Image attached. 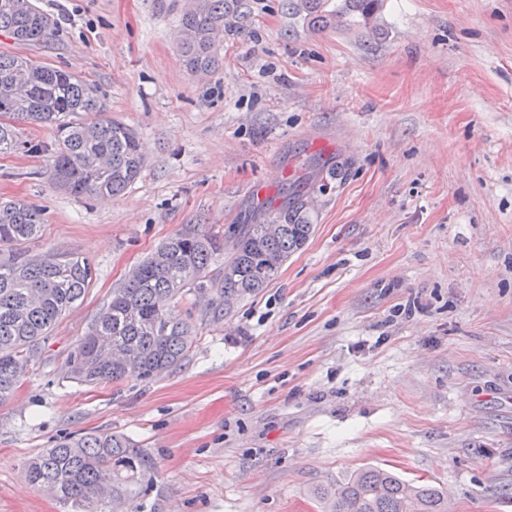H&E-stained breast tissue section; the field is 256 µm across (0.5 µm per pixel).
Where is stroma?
Listing matches in <instances>:
<instances>
[{"mask_svg": "<svg viewBox=\"0 0 512 512\" xmlns=\"http://www.w3.org/2000/svg\"><path fill=\"white\" fill-rule=\"evenodd\" d=\"M34 2L55 35L0 33V52L97 87L145 165L123 195L77 199L46 155L0 156V202L43 213L30 254L98 270L0 400V512H61L25 462L97 432L156 463L134 512H321L314 490L364 467L512 512V0H381L370 27L324 31L244 0L207 74L176 48L185 0ZM301 180L313 234L229 311L177 302L180 368L69 378L113 289L181 225L227 232Z\"/></svg>", "mask_w": 512, "mask_h": 512, "instance_id": "stroma-1", "label": "stroma"}]
</instances>
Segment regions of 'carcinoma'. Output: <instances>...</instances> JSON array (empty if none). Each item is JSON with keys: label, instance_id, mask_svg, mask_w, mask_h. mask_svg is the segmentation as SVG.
Wrapping results in <instances>:
<instances>
[{"label": "carcinoma", "instance_id": "cac0c4a2", "mask_svg": "<svg viewBox=\"0 0 512 512\" xmlns=\"http://www.w3.org/2000/svg\"><path fill=\"white\" fill-rule=\"evenodd\" d=\"M241 0H193L180 21L177 45L193 73L219 62L224 28ZM379 0H288L292 14L317 30L367 25ZM0 31L23 44L51 38L55 29L32 0H0ZM95 90L75 74L28 57L0 54V155L21 149L50 155L52 181L76 198H114L143 167L136 133L104 116ZM20 123L55 127L49 145L22 139ZM310 188L300 182L269 220L233 224L228 236L184 224L136 266L90 331L68 357L81 383L148 381L182 365L194 343L193 325L175 300L213 292L211 310L259 292L301 249L314 225L305 221ZM42 228L40 209L25 201L0 205V400L22 383L41 341L84 298L94 265L75 254L32 256L21 248ZM224 263V276H211ZM154 461L126 438L107 432L66 436L28 462L31 483L48 488L71 512H124L132 485ZM324 512H448L439 486L415 485L382 468H361L315 492Z\"/></svg>", "mask_w": 512, "mask_h": 512}]
</instances>
